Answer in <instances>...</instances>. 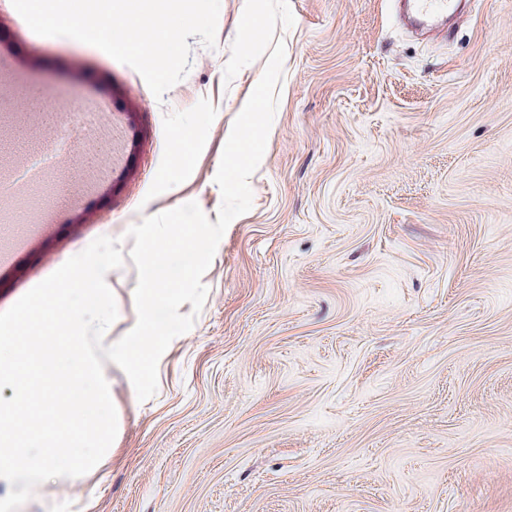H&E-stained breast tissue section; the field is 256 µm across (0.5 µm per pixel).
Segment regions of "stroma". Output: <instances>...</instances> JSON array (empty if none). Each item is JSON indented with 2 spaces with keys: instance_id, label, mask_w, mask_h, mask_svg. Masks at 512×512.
Wrapping results in <instances>:
<instances>
[{
  "instance_id": "35a3bbf8",
  "label": "stroma",
  "mask_w": 512,
  "mask_h": 512,
  "mask_svg": "<svg viewBox=\"0 0 512 512\" xmlns=\"http://www.w3.org/2000/svg\"><path fill=\"white\" fill-rule=\"evenodd\" d=\"M0 168L42 132L38 87L110 101L99 155L48 223L0 197V312L94 239L130 252L143 218L198 204L284 41L252 207L225 231L190 331L98 471L19 512H512V0H471L416 34L391 0H220L217 46L156 99L99 48L35 34L0 0ZM132 260L106 282L136 324Z\"/></svg>"
}]
</instances>
